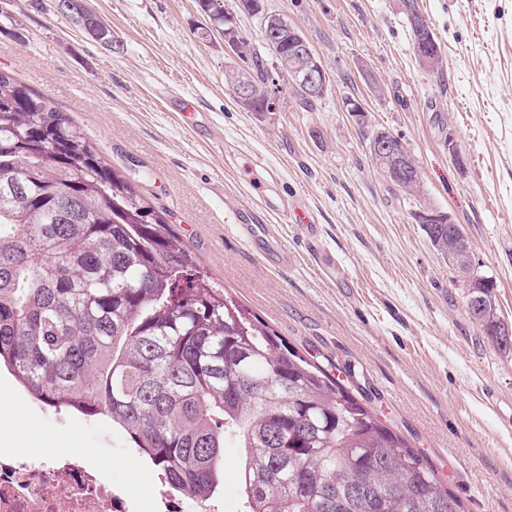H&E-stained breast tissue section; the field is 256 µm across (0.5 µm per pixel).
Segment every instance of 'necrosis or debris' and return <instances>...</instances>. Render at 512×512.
Returning <instances> with one entry per match:
<instances>
[{"label": "necrosis or debris", "instance_id": "obj_1", "mask_svg": "<svg viewBox=\"0 0 512 512\" xmlns=\"http://www.w3.org/2000/svg\"><path fill=\"white\" fill-rule=\"evenodd\" d=\"M0 512H129V500L81 456L0 452Z\"/></svg>", "mask_w": 512, "mask_h": 512}]
</instances>
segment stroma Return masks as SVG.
<instances>
[{
	"label": "stroma",
	"instance_id": "stroma-1",
	"mask_svg": "<svg viewBox=\"0 0 512 512\" xmlns=\"http://www.w3.org/2000/svg\"><path fill=\"white\" fill-rule=\"evenodd\" d=\"M442 48L424 69L401 0H264L300 29L330 77L304 109L281 84L273 112L242 110L224 82V38L198 0H86L121 48L89 39L55 0H0V70L67 113L134 180L210 279L304 357L334 368L421 451L466 512H512V350L469 315L455 268L413 217L449 212L475 274L512 325V0H418ZM355 99L363 116L348 112ZM399 137L420 196L372 163L367 137ZM260 166H253V159ZM264 183L304 205L305 230L264 212L269 241L243 237ZM25 454L80 452L156 512L152 465L110 418L43 405L0 366Z\"/></svg>",
	"mask_w": 512,
	"mask_h": 512
}]
</instances>
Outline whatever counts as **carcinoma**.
Wrapping results in <instances>:
<instances>
[{"label":"carcinoma","mask_w":512,"mask_h":512,"mask_svg":"<svg viewBox=\"0 0 512 512\" xmlns=\"http://www.w3.org/2000/svg\"><path fill=\"white\" fill-rule=\"evenodd\" d=\"M257 85L270 71L224 10ZM281 78L304 59L278 38ZM368 148L404 192L422 176ZM468 286L470 316L497 346L487 286L472 287L470 245L454 224H425ZM48 406L105 416L171 487L205 506L224 484V448L241 449L242 512H465L419 451L319 364L295 352L201 274L171 230L71 118L0 72V363Z\"/></svg>","instance_id":"obj_1"}]
</instances>
